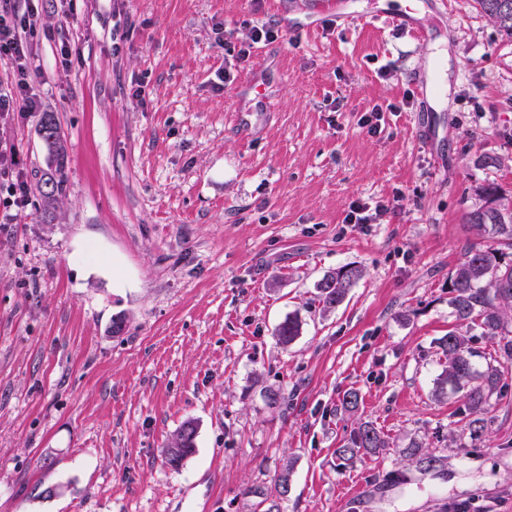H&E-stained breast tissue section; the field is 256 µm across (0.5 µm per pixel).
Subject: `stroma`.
<instances>
[{"mask_svg":"<svg viewBox=\"0 0 512 512\" xmlns=\"http://www.w3.org/2000/svg\"><path fill=\"white\" fill-rule=\"evenodd\" d=\"M305 2L43 0L33 88L68 192L49 223L34 201L0 207V512H260L249 488L285 468L283 512H512L498 337L472 343L475 369L503 373L480 440L460 393H435L450 279L488 242L465 214L492 188L512 200V41L473 0L426 16L428 41L385 17L289 32ZM256 17L278 37L238 60ZM437 54L448 109L430 136L414 72ZM0 142L35 185L37 117L0 122ZM356 202L388 212L346 223ZM346 265L363 276L324 310L316 285ZM291 315L302 330L284 346ZM187 420L195 451L174 470L161 450ZM364 422L385 448L339 460ZM416 442L437 470L406 456Z\"/></svg>","mask_w":512,"mask_h":512,"instance_id":"stroma-1","label":"stroma"}]
</instances>
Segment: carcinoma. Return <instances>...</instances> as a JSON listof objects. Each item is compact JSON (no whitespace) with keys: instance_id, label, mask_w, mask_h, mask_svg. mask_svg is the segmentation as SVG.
Returning <instances> with one entry per match:
<instances>
[{"instance_id":"cac0c4a2","label":"carcinoma","mask_w":512,"mask_h":512,"mask_svg":"<svg viewBox=\"0 0 512 512\" xmlns=\"http://www.w3.org/2000/svg\"><path fill=\"white\" fill-rule=\"evenodd\" d=\"M473 2L501 34L512 40V13L503 16L495 11L491 7L493 0ZM39 126L45 132L48 159L47 171L39 178L36 190L39 207L50 214L58 208L67 192V154L55 116L42 113ZM466 220L477 230L490 233L495 244L485 248L473 245L464 253L451 279V303L456 319L463 326L478 322L485 336H507L506 310L512 309V204L491 194L484 205L467 212ZM362 276L360 268L351 266L341 267L325 276L317 284L319 303L327 309L338 306ZM300 332L301 323L288 318L277 328L278 340L286 346ZM439 348L447 360L440 388L449 385L463 392L470 434L479 438L485 429V405L489 395L498 388L500 370L489 364L485 370L476 371L473 358L477 352L471 346V339L457 330L442 337ZM195 437L196 428L191 426V422H184L171 437V441L179 442L178 450L168 447L162 450L165 464L174 470L179 469L183 461L194 452ZM384 447L386 443L380 433L371 425L363 423L336 449V455L342 460L351 461L362 452H374ZM409 457L419 465L433 468L442 462L441 458L424 451L420 443L409 448ZM289 478L290 469L285 468L277 476L272 489H250L248 493L261 498V503L265 505L264 512H281V501L287 497L286 484Z\"/></svg>"}]
</instances>
